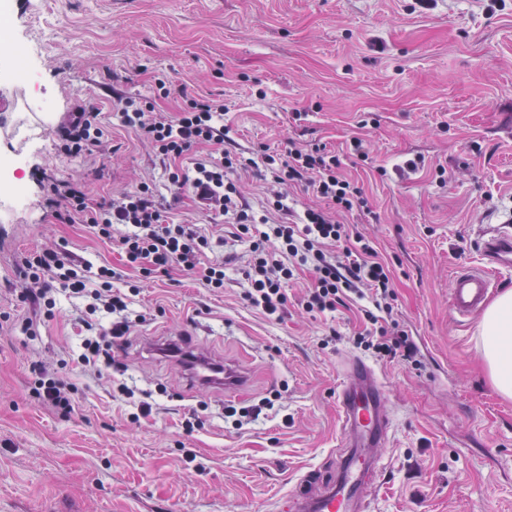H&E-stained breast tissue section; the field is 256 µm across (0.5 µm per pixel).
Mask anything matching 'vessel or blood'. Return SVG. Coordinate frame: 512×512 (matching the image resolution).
Here are the masks:
<instances>
[{"label":"vessel or blood","mask_w":512,"mask_h":512,"mask_svg":"<svg viewBox=\"0 0 512 512\" xmlns=\"http://www.w3.org/2000/svg\"><path fill=\"white\" fill-rule=\"evenodd\" d=\"M477 244L481 263L456 267L452 274L448 309L460 322L482 312L498 286L495 272L512 266V227L488 225ZM187 380L234 395L248 385L249 375L241 365L222 368L199 355L188 369ZM337 401L341 448L326 468L307 471L300 478L295 490L280 503V512H369L380 473L376 450L390 437L388 393L375 370L358 361L347 366Z\"/></svg>","instance_id":"b4317fda"}]
</instances>
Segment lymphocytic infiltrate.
I'll use <instances>...</instances> for the list:
<instances>
[{"mask_svg":"<svg viewBox=\"0 0 512 512\" xmlns=\"http://www.w3.org/2000/svg\"><path fill=\"white\" fill-rule=\"evenodd\" d=\"M224 111L223 102L190 98L173 116L156 109L154 102L128 98L119 118L123 127L144 135L165 159L180 158L198 145L220 146L219 158L198 159L187 172L169 171L167 180L175 195L190 193L202 212L233 220L237 241L248 249L243 272L247 287L242 295L248 305L267 317L280 318L288 308V283L298 271L309 270L314 283L300 301L306 312L332 313L352 298L367 301L368 327L353 336V344L386 361L416 364L413 338L394 315L390 265L379 257L371 240L342 221L346 214L367 210L368 202L361 188L342 175L339 156L320 148L293 147L283 158L263 148L245 151L231 146ZM60 136L63 153L74 159L103 154L108 143L97 113L83 108L70 113ZM248 170L277 187L260 217L233 179L234 173ZM297 186L313 188L322 204L305 208L300 220L294 221L285 191ZM47 202L58 223L91 225L99 237L115 242L142 274L165 273L174 266L199 269L205 287H224L223 264L205 260L210 238L171 222L148 183L93 203L81 183L55 180L48 185ZM74 264V256L61 249L26 257L20 271L23 299L33 308L53 309L58 291L54 285L62 283L61 291L85 302L87 334L80 343L78 364L92 378L106 372L124 374L126 366L112 350L142 321L131 307L138 290L113 287L117 273L108 266L88 276L78 274ZM31 374L33 394L44 408L63 415L73 411V387L50 365L35 362Z\"/></svg>","mask_w":512,"mask_h":512,"instance_id":"1","label":"lymphocytic infiltrate"}]
</instances>
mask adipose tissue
Masks as SVG:
<instances>
[{"mask_svg": "<svg viewBox=\"0 0 512 512\" xmlns=\"http://www.w3.org/2000/svg\"><path fill=\"white\" fill-rule=\"evenodd\" d=\"M479 347L495 390L512 399V290L497 296L483 313Z\"/></svg>", "mask_w": 512, "mask_h": 512, "instance_id": "adipose-tissue-1", "label": "adipose tissue"}]
</instances>
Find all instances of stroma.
<instances>
[{
  "instance_id": "obj_1",
  "label": "stroma",
  "mask_w": 512,
  "mask_h": 512,
  "mask_svg": "<svg viewBox=\"0 0 512 512\" xmlns=\"http://www.w3.org/2000/svg\"><path fill=\"white\" fill-rule=\"evenodd\" d=\"M5 2L0 107L23 95L47 101L52 119L18 113L0 131V512H276L341 446L336 395L348 357L376 370L392 410L371 512H512V400L489 382L477 321L448 311L451 268L478 261L488 221L512 219V0H433L426 10L415 0ZM18 43L31 47L26 80L15 75ZM161 82L168 97L155 95ZM137 95L171 113L188 97L223 100L242 148L336 152L369 205L347 222L390 264L420 368L351 343L365 327L360 304L325 316L298 307L309 271L290 284L282 320L250 307L245 249L220 216L212 221L226 237L209 257L225 261L226 278L216 291L196 271L143 276L89 225L56 223L44 175L83 183L94 203L150 180L177 221L201 223L191 198L173 202L152 146L120 125V98ZM80 104L100 112L111 149L70 161L58 154V129ZM355 137L363 155L350 150ZM416 156L423 167L407 168ZM14 183L20 195L8 193ZM55 247L111 267L116 287L140 289L133 307L145 320L120 352L124 383L157 395L139 421L113 396L112 376L90 379L70 358L80 302L57 296L36 318L22 301V259ZM30 317L31 337L20 331ZM332 329L339 337L325 344ZM176 336L246 364L251 385L236 405L276 392L274 410L234 427L223 397L188 387L178 363L149 352ZM36 361L60 364L76 386L71 415L33 397Z\"/></svg>"
}]
</instances>
